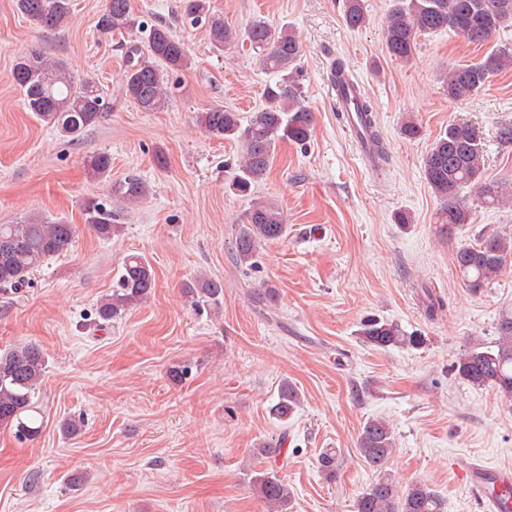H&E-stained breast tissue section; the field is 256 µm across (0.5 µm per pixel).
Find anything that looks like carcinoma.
I'll return each instance as SVG.
<instances>
[{"label":"carcinoma","instance_id":"cac0c4a2","mask_svg":"<svg viewBox=\"0 0 512 512\" xmlns=\"http://www.w3.org/2000/svg\"><path fill=\"white\" fill-rule=\"evenodd\" d=\"M16 7L33 25L49 31L65 27L72 15V0H16ZM185 10L207 18L208 39L218 51L234 43H249L257 53L262 69L279 75L265 87V104L248 117L221 105L211 106L196 116L197 126L210 138L239 145L241 156L233 189L244 196L263 182L273 163L276 147L282 142L306 145L311 137L314 117L303 104L297 63L301 46L293 28L274 26L259 18L236 30L224 17L209 13L208 0H186ZM345 25L358 29L366 24L362 0H345ZM512 22V0H393L385 21L384 47L395 59L408 61L418 39L449 29L467 40L482 44L505 24ZM104 33L144 35L147 58L140 57L137 44L129 46L127 66L119 81V96L133 101L145 112H159L170 105L173 74L188 65L184 42L166 23L144 27L131 11L129 0H106L98 19ZM512 68V50L493 49L483 59L458 65L443 78L448 100L463 103L477 96L490 78ZM12 79L23 93L27 111L60 135L79 137L112 110V93L92 78L80 80L67 63L33 49L16 58ZM329 82L336 87L337 117L346 126L357 122L371 143L374 166L384 161L386 151L375 116V106L365 95L347 109L342 102L353 85L345 62L337 58L330 66ZM96 177L111 173L110 155L102 152L87 160ZM485 155L479 131L464 122H452L432 144L423 158V174L433 193L441 201L440 231L446 235L471 223V209L461 194L469 187L487 206L508 203L507 187L484 180ZM112 198L123 206L140 203L148 194L145 182L128 175L111 183ZM85 221L102 239L112 238L117 225L112 209L91 203L85 209ZM287 224L279 205L268 199H251L247 223L236 237L237 263L253 264L261 244L281 239ZM76 236V227L44 217L0 224V286L17 288L28 275L46 261L66 253ZM512 260V237L486 234L476 243L457 248L453 263L467 288L479 291L500 275ZM155 273L141 254L125 257L112 294L96 306L98 326L120 318L127 310L147 298L155 288ZM184 293L192 304L219 307L224 284L207 276L185 285ZM494 345L473 346L452 365L456 378L474 388H492L512 400V311L501 314ZM363 342L376 348L412 347L425 343V337L406 333L398 324L376 318L361 323ZM47 361L43 351L33 344H22L0 353V427L15 429L23 440L35 438L41 431L33 398L40 385ZM300 405V394L289 382L280 385L272 414L282 423L288 421ZM394 433L382 419H370L357 440L358 452L366 466L376 473L360 492L355 512H446L443 500L425 483L402 490L383 467L394 448ZM251 483L260 498L283 512L291 501V491L276 472H254Z\"/></svg>","mask_w":512,"mask_h":512}]
</instances>
